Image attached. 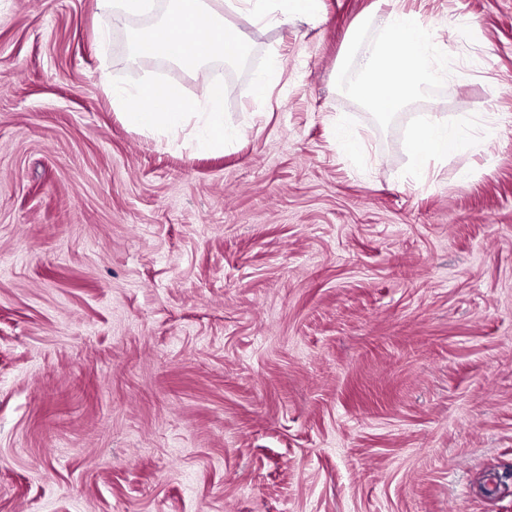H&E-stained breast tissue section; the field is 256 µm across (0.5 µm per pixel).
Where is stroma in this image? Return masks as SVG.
<instances>
[{
    "label": "stroma",
    "instance_id": "obj_1",
    "mask_svg": "<svg viewBox=\"0 0 512 512\" xmlns=\"http://www.w3.org/2000/svg\"><path fill=\"white\" fill-rule=\"evenodd\" d=\"M409 2L446 76L386 117L353 90L377 0L225 12L237 136L203 153L112 103L201 100L133 54L167 0H0V512H512V0ZM428 113L472 130L423 174ZM154 4L153 0H98L99 8L112 14L113 21L116 23H122L127 16L150 12ZM319 0H234L225 1L237 11H246L254 24H263L271 13L280 14L287 22L295 16L312 18L316 16ZM283 74V67L278 64L256 72L252 78V95L257 99H266L270 91L280 83Z\"/></svg>",
    "mask_w": 512,
    "mask_h": 512
}]
</instances>
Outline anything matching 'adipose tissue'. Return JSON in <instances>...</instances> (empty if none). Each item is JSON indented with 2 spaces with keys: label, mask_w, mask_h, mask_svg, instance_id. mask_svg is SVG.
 Here are the masks:
<instances>
[{
  "label": "adipose tissue",
  "mask_w": 512,
  "mask_h": 512,
  "mask_svg": "<svg viewBox=\"0 0 512 512\" xmlns=\"http://www.w3.org/2000/svg\"><path fill=\"white\" fill-rule=\"evenodd\" d=\"M403 0H384L376 39L362 48L356 58L357 95L379 113L395 111L410 97L421 94L438 81L439 69L433 64L436 27L432 18L405 10ZM224 0H170L168 14L135 46L139 56L177 61L200 69L208 61L242 55L248 48L247 36L236 26L224 22ZM235 10L247 12L254 24H263L270 14L282 20L296 16H316L319 0H233ZM207 31L206 41H199V31ZM415 80H407V73ZM124 122L140 132L173 136L185 128L194 131L197 148L223 152L236 133L224 124V88L207 85L203 103L187 101L174 88L157 96L140 89L130 94L113 91ZM468 121L455 124L434 116L427 117L411 139L412 154L418 169H427L434 158L455 153L468 140Z\"/></svg>",
  "instance_id": "ef3b65f1"
}]
</instances>
